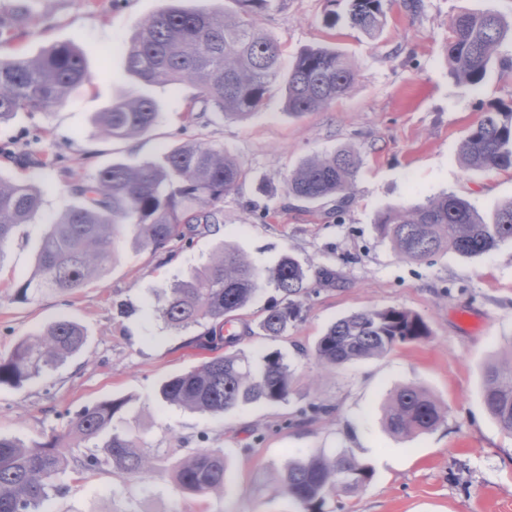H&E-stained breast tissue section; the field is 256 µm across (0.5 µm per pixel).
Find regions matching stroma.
Returning <instances> with one entry per match:
<instances>
[{"label":"stroma","instance_id":"obj_1","mask_svg":"<svg viewBox=\"0 0 512 512\" xmlns=\"http://www.w3.org/2000/svg\"><path fill=\"white\" fill-rule=\"evenodd\" d=\"M386 0L387 24L374 39L344 24L329 28L345 0H274L257 16L284 59L331 46L352 59L358 79L327 108L289 115L281 95L245 119L205 116L187 124L195 91L152 86L160 103L152 130L135 139L96 135L92 117L124 89L122 48L136 23L167 0H33L38 18L21 41L27 55L72 41L92 76L65 103L47 112L18 113L0 124V176L24 177L43 198L40 216L23 225L0 265V356L25 336L67 317L87 332L80 353L22 388L0 386V433L32 445L64 433L68 416L107 399L125 400L124 416L153 451L154 472L125 482L106 471L67 473L54 512H301L270 485L289 461L319 448L346 449L373 470L362 489L327 499L324 512H512V433L485 408L482 370L512 345V242L475 258L447 252L428 261L399 257L376 230L380 211L443 192L490 211L512 199L511 170H468L461 143L483 107L512 103V73L494 72L480 89L456 82L448 67V22L461 12L492 9L512 23V0ZM190 137L220 144L242 169L225 195L223 224L192 243L171 242L151 254L124 247L116 261L75 294L47 292L20 302L7 286L32 270L47 222L73 204L71 177H90L115 162L135 167ZM38 143L60 152L55 168L22 170L5 156ZM341 146L363 166L344 207L289 197V174L306 158ZM243 252L258 268L294 256L308 272L336 274L330 286L309 279L299 321L271 338L259 329L277 294L261 290L233 323L236 348L250 359L284 354L293 370L286 401L257 403L221 414L163 403L162 381L208 360L199 328L173 331L155 312L156 295L206 264L220 245ZM135 312L124 317L117 304ZM420 315L430 334L381 359L339 368L316 358L317 341L336 320L370 308ZM416 383L447 410L434 430L404 440L382 421L394 388ZM224 449L231 481L223 492L195 496L174 482L177 461L199 446Z\"/></svg>","mask_w":512,"mask_h":512}]
</instances>
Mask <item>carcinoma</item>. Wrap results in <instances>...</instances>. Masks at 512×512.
Masks as SVG:
<instances>
[{"instance_id": "1", "label": "carcinoma", "mask_w": 512, "mask_h": 512, "mask_svg": "<svg viewBox=\"0 0 512 512\" xmlns=\"http://www.w3.org/2000/svg\"><path fill=\"white\" fill-rule=\"evenodd\" d=\"M239 10L187 9L172 3L141 20L124 47L127 88L95 114L93 125L104 136H143L157 123L158 101L146 86L197 90L199 112L243 119L258 110L278 85L285 108L300 116L326 107L346 95L357 79L354 64L334 47L310 48L281 66L277 41L263 32L254 17L273 0H231ZM345 23L369 37L386 20L385 0H346ZM31 21L29 0L0 4V38L25 35ZM512 30L491 9L462 12L448 25V63L457 81L481 86L496 70L512 63L497 48ZM91 80L84 59L71 42H57L30 57L0 55V124L18 112H46L60 107L72 89ZM460 159L467 168L512 169V107L492 105L463 139ZM58 152L28 151L23 162L52 167ZM362 167L358 152L339 147L304 160L288 178V195L309 202L350 196ZM242 177L238 162L224 146L188 138L160 158L131 167L115 162L91 178H78L66 190L79 199L47 225L31 273L16 285L14 298L28 301L46 290L73 293L98 277L118 256L123 243L153 253L178 240L189 243L201 227L223 221L219 204ZM42 206L40 190L0 177V264L15 241L16 230L28 224ZM377 229L400 256L423 261L451 250L463 257L488 253L512 241V200L500 204L491 218L465 198L441 193L423 202L387 208ZM307 273L291 256L258 269L239 250L219 247L189 276L164 292L157 317L170 329L205 326L210 344L223 336L224 325L247 307L264 287L281 294L259 327L279 337L297 321L307 294ZM429 336L424 319L402 308H372L336 321L316 344L315 356L338 368L355 360L382 358L397 346ZM87 336L76 322L61 317L45 330L22 339L0 356V385L21 388L64 364L82 350ZM292 371L279 351L253 364L239 352L214 356L200 366L174 375L159 387L160 399L201 413L222 415L256 402L288 398ZM484 404L505 430L512 431V348L490 362L483 373ZM125 400L99 402L75 413L66 433L25 445L0 435V512H41L60 492L59 477L69 470L110 469L124 478L144 481L151 474V452L142 447L136 428L121 426ZM446 410L420 385L392 391L383 408L388 431L411 439L435 429ZM228 462L222 448H194L175 465V482L184 492L204 496L224 490ZM372 469L350 452L327 455L314 450L288 462L270 492L299 504L304 512H322L327 498L353 493L372 479Z\"/></svg>"}]
</instances>
